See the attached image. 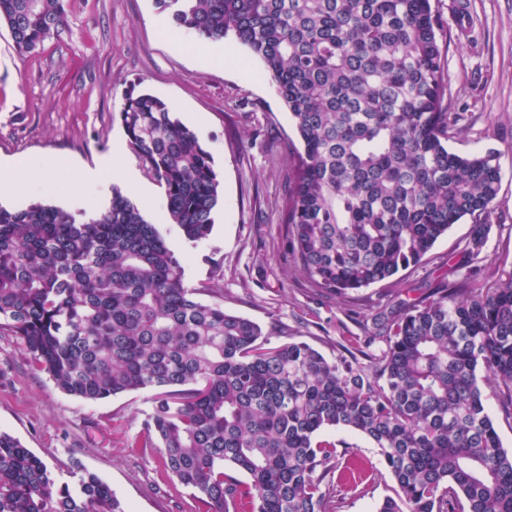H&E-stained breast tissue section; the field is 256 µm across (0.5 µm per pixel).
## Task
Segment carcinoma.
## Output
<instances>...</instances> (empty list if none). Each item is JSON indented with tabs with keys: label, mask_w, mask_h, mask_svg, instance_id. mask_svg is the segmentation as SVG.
Listing matches in <instances>:
<instances>
[{
	"label": "carcinoma",
	"mask_w": 512,
	"mask_h": 512,
	"mask_svg": "<svg viewBox=\"0 0 512 512\" xmlns=\"http://www.w3.org/2000/svg\"><path fill=\"white\" fill-rule=\"evenodd\" d=\"M179 28L248 47L288 108L286 224L295 267L344 295L421 262L463 218L460 268L491 231L500 154L464 156L444 99L431 0H155ZM67 22L65 0H0L12 48L35 52ZM128 148L165 191L190 241L214 223L210 152L163 100L130 89ZM158 228L121 189L77 219L53 205L0 206V333L18 337L63 392L85 401L150 391L141 446L200 512H325L331 428L373 445L397 489L376 512H512V453L485 392L512 419V263L377 314L373 365L327 360L305 342L270 345L261 326L200 301ZM241 473L246 480H240ZM0 512H125L89 474L58 484L0 432ZM485 402L488 413L494 422L501 440L502 447L509 453L512 452V420L507 421L502 418L499 401L494 396L488 394Z\"/></svg>",
	"instance_id": "obj_1"
}]
</instances>
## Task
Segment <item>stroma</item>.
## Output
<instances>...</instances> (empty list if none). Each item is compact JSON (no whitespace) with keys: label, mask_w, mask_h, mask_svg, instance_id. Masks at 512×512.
<instances>
[{"label":"stroma","mask_w":512,"mask_h":512,"mask_svg":"<svg viewBox=\"0 0 512 512\" xmlns=\"http://www.w3.org/2000/svg\"><path fill=\"white\" fill-rule=\"evenodd\" d=\"M440 18L441 65L450 111L463 113L451 150L500 153L501 182L485 258L512 261V0H431ZM177 28L155 0H67V24L29 56H18L0 27V158H48L62 170L52 191L5 200L8 208L41 201L65 207L78 172L105 157L142 170L118 120L131 84L165 100L214 160L219 203L207 237L185 239L169 223L164 190L152 183L145 218L156 224L191 288L218 289L227 312L316 348L328 360L370 363L376 309L422 299L446 284L449 257L467 245L469 220L452 225L419 264L339 298L316 288L290 261L284 208L299 139L287 107L261 62L234 39L227 58L210 60V42L179 46ZM146 392L89 402L60 390L35 366L23 343L0 334V431L40 457L58 482L86 474L105 482L126 512H198L190 490L166 471L156 448H140ZM336 470L326 478L337 512H376L396 483L369 441L331 429ZM364 465L359 485L341 470Z\"/></svg>","instance_id":"stroma-1"}]
</instances>
